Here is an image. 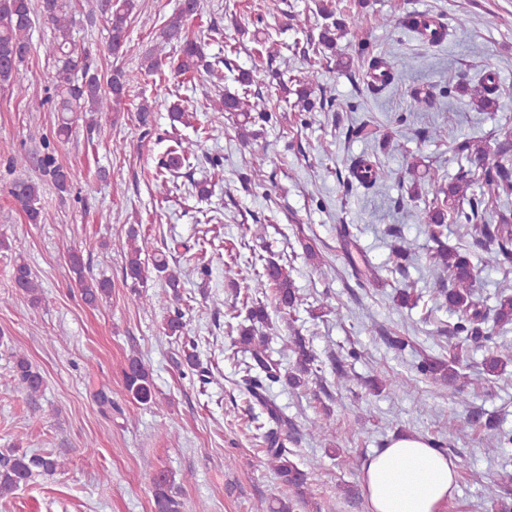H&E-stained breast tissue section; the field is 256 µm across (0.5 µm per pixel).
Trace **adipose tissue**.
Wrapping results in <instances>:
<instances>
[{
	"instance_id": "adipose-tissue-1",
	"label": "adipose tissue",
	"mask_w": 512,
	"mask_h": 512,
	"mask_svg": "<svg viewBox=\"0 0 512 512\" xmlns=\"http://www.w3.org/2000/svg\"><path fill=\"white\" fill-rule=\"evenodd\" d=\"M457 488L456 461L422 436H396L363 466L368 512H446Z\"/></svg>"
}]
</instances>
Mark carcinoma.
I'll use <instances>...</instances> for the list:
<instances>
[{
	"instance_id": "carcinoma-1",
	"label": "carcinoma",
	"mask_w": 512,
	"mask_h": 512,
	"mask_svg": "<svg viewBox=\"0 0 512 512\" xmlns=\"http://www.w3.org/2000/svg\"><path fill=\"white\" fill-rule=\"evenodd\" d=\"M95 5L104 16L108 34L109 51L113 55L123 53L127 45L130 16L135 9V0H95ZM199 0H188L180 4L173 14L158 29L155 45L144 56L141 68L149 75L162 72L163 62L168 56L167 49H179L174 75L207 74L215 76L219 62L211 61L204 47L185 30V22L196 14ZM327 23L320 28L318 41L314 43L317 52L333 50L336 40L347 33L346 23L336 17V12L320 6ZM48 24L52 33L55 54L54 68L49 72L36 73L34 78L45 83V97L32 101L31 108L39 111L44 107L58 113V122L53 135L42 137V155L39 159L42 176L64 194L70 191L71 173L58 162L55 155V142L70 138L77 115L87 112H118L121 104L130 93L129 79L125 72L115 69L101 77L91 71L85 58L76 51L72 40L74 17L70 0H41L40 10H35L32 0H0V86L11 85L16 73L31 53L33 28L37 20ZM409 26L422 40L436 44L444 40L447 28L438 18L423 14L410 21ZM357 58L368 63L365 73L367 83L375 85L372 73L385 72L388 81H393L396 72L394 65L384 58L372 55L369 44L358 43ZM314 76L300 81L295 106L300 112H311L315 104L325 106L328 100L318 102L311 98ZM499 91L492 75L483 77L474 90L472 104L482 110L489 104L488 95ZM213 111L218 115L235 117L240 142L250 145L254 135L252 127L267 123L272 119L267 111L252 112L243 94L224 91L222 98L213 103ZM431 137L437 140L448 139L453 144L455 157L465 161L459 167L455 180L446 187H438L436 198L428 207L420 211L418 223L427 227L434 247L430 249L429 261L447 274L448 281L439 289L445 306L457 314L453 326L454 336L462 342L449 346L448 357H430L421 360L417 372L426 379L454 381L460 377L457 366L459 350L467 341L492 340L489 323L506 325L512 323V294L500 296L493 309H488L476 295L477 270L465 251L448 246L443 241L447 224H457L466 229L473 245L485 252L486 266L502 272L512 273V211L498 208L501 199L512 197V161L505 155L512 147V135L503 134V139H495L496 148L487 142L458 138L454 131L436 129ZM200 144L190 138H179L167 153V160L160 163L154 180L159 193L168 191L169 175L190 160H199ZM387 177L383 165L368 158L359 157L349 166L348 177L343 181L346 191L358 185L365 189L376 186ZM479 183L487 188L485 195H466L467 188ZM41 183L28 178H18L10 186V195L15 204L25 214L28 223L43 224L47 221L45 211L40 207ZM125 279L132 285L144 282L146 273L153 271L165 286L163 293L149 296L134 290V301L151 307L158 303L168 305L180 297L183 288L179 274L170 269L168 255L159 250H149L147 241L140 240L135 227L127 231L125 243ZM68 266L82 301L92 307L97 306L112 293V283L107 279H95L86 275L83 255L78 250L68 254ZM356 283L365 287L377 280L375 271L368 262L363 266L352 264ZM13 288L29 301L33 307L39 306L42 293L30 264L23 258L15 261L12 272ZM272 289L276 308L289 314L303 303V296L294 287L287 265L270 257L262 263V270L256 272L253 287L254 298L247 308L245 322L239 324V337L235 344L245 356L241 373L249 396L266 406L272 427L261 433L264 453L269 468L281 483L289 488L297 501L303 502L308 493V475L292 460L286 448L282 432L288 430V417L271 405L268 395L276 384L292 388L304 387L318 372L316 356L302 336L293 340L292 351L296 362L292 370H282L281 363L272 359L268 352V337L259 331V326L268 323L267 306L263 297L267 289ZM13 377L16 388L27 397L36 398L44 387V377L33 367L26 355L13 353ZM125 390L142 404L157 403L151 372L141 357L132 355L125 361L123 369ZM65 460L52 453H29L12 451L0 457V499H8L26 486L38 475H52L63 468ZM154 512H182L183 504L176 492L175 474L160 470L153 479Z\"/></svg>"
}]
</instances>
